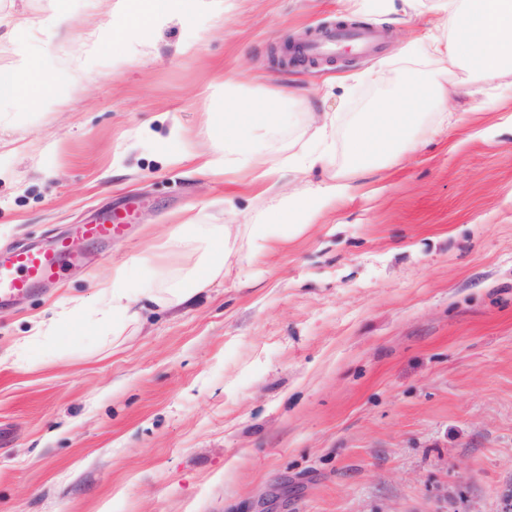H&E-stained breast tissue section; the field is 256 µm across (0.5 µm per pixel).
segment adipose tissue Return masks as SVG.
I'll list each match as a JSON object with an SVG mask.
<instances>
[{
    "label": "adipose tissue",
    "instance_id": "1",
    "mask_svg": "<svg viewBox=\"0 0 512 512\" xmlns=\"http://www.w3.org/2000/svg\"><path fill=\"white\" fill-rule=\"evenodd\" d=\"M206 0H126V14L110 20L106 37L115 52H122L121 38L126 29H151L168 19H192L202 12ZM425 49L439 64V77L417 74L394 100L364 113L348 131L347 144L351 156L363 162L394 155L406 134L416 127L429 101L443 100L447 89L442 77L449 68L463 67L476 76L493 79L512 75V0H440L437 17L423 38L422 45H407L404 57ZM234 83L225 80L217 86L224 97V149L205 161L207 168L238 176L246 174L260 182L271 196L272 206L259 223L250 225L249 239L254 255H261L273 244L299 234L313 215L351 199L355 186L344 176L332 177L329 183L305 194H284L287 176H302L314 169L327 168L326 142L336 126L335 116L312 113L308 119L310 138L315 145L289 157L287 163H272L255 146L257 133H271L282 125V113L267 107L261 110L239 106L233 97ZM36 94L52 96L51 82L30 58H22L16 70L0 71V98ZM211 244L204 260L196 267L187 287L178 289L177 302L191 300L224 273L228 257L227 245L238 234L234 224L210 227ZM103 319L113 323L138 320L140 300L154 301L152 289H134L127 284L123 271L112 275L111 285L100 288Z\"/></svg>",
    "mask_w": 512,
    "mask_h": 512
}]
</instances>
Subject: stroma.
I'll return each instance as SVG.
<instances>
[{"label":"stroma","mask_w":512,"mask_h":512,"mask_svg":"<svg viewBox=\"0 0 512 512\" xmlns=\"http://www.w3.org/2000/svg\"><path fill=\"white\" fill-rule=\"evenodd\" d=\"M121 0H0V70L20 55L53 102L0 99V250L108 210L112 257L83 248L47 291L0 312V512H499L512 485V79L448 72L451 133L428 103L409 147L354 168L345 132L432 57L400 49L434 18L362 11L386 47L279 64L286 38L344 18L342 0H208L189 21L102 42ZM359 74L357 83L343 82ZM288 120L337 113L329 171L354 199L252 258L261 184L200 172L222 133L213 89ZM184 137L169 138L173 125ZM235 224L229 271L189 303L101 321L123 268L166 292L208 245L183 226Z\"/></svg>","instance_id":"35a3bbf8"}]
</instances>
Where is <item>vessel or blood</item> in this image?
I'll return each mask as SVG.
<instances>
[{"label":"vessel or blood","instance_id":"obj_1","mask_svg":"<svg viewBox=\"0 0 512 512\" xmlns=\"http://www.w3.org/2000/svg\"><path fill=\"white\" fill-rule=\"evenodd\" d=\"M353 48L362 54L376 52L381 47L376 31L352 26L338 25L319 30L302 46L306 58L325 60L333 58L337 49ZM120 225L111 220L78 225L74 237H58L47 246L36 249H20L8 257L0 258V310L10 308L14 297L35 294L42 287L58 283L67 268L79 260L81 253L77 241H88L109 249Z\"/></svg>","mask_w":512,"mask_h":512}]
</instances>
